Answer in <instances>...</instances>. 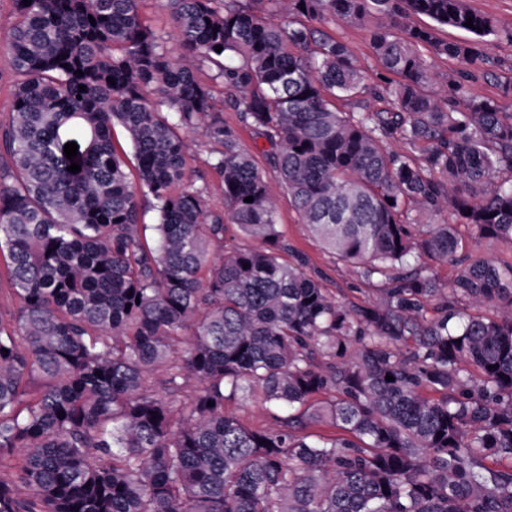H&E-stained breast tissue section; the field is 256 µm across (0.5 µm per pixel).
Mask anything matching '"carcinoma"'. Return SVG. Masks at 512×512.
Wrapping results in <instances>:
<instances>
[{"instance_id":"carcinoma-1","label":"carcinoma","mask_w":512,"mask_h":512,"mask_svg":"<svg viewBox=\"0 0 512 512\" xmlns=\"http://www.w3.org/2000/svg\"><path fill=\"white\" fill-rule=\"evenodd\" d=\"M140 2L12 0L0 279L18 308L0 316V469L17 481L0 479V512H512V262L460 254L457 230L512 243V113L469 97L467 71L434 89L420 52L475 66L512 30L465 0H164L168 33ZM339 23L365 27L379 81L321 30ZM197 69L269 144L301 223L384 278L376 304L281 261L267 178ZM180 128L223 146L227 212L187 182ZM230 224L258 246L214 259ZM423 256L456 267L450 286L412 265ZM189 383L179 410L154 392ZM257 391L291 414L253 430L224 411ZM322 424L337 432L307 431Z\"/></svg>"}]
</instances>
